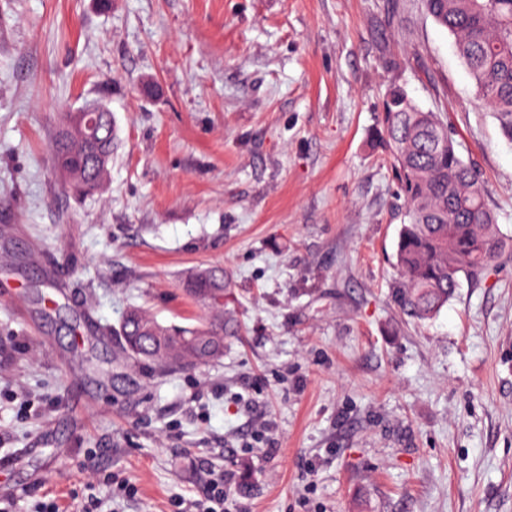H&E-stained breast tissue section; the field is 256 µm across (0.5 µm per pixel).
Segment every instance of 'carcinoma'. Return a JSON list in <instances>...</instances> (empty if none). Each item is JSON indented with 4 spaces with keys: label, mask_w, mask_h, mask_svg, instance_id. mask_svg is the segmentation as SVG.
<instances>
[{
    "label": "carcinoma",
    "mask_w": 512,
    "mask_h": 512,
    "mask_svg": "<svg viewBox=\"0 0 512 512\" xmlns=\"http://www.w3.org/2000/svg\"><path fill=\"white\" fill-rule=\"evenodd\" d=\"M428 17L454 37L457 53L502 137L512 145V0H422ZM116 138L112 113L97 119L69 112L58 124L52 152L66 191L77 199L99 192L110 172ZM382 142L393 159L406 202L396 244L401 273L396 300L417 321L432 319L459 286L509 247L477 171L456 151L439 112L420 109L401 88L384 103ZM191 298L207 309L193 326L161 323L140 307L128 308L120 327L123 350L136 363L161 371L203 364L196 343L224 355V288Z\"/></svg>",
    "instance_id": "1"
}]
</instances>
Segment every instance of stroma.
<instances>
[{
    "mask_svg": "<svg viewBox=\"0 0 512 512\" xmlns=\"http://www.w3.org/2000/svg\"><path fill=\"white\" fill-rule=\"evenodd\" d=\"M395 86L512 237V146L420 0H0V512H179L208 470L230 512H512V255L399 310ZM93 102L117 145L77 201L51 141ZM214 266L223 357L124 359L126 308L195 324Z\"/></svg>",
    "mask_w": 512,
    "mask_h": 512,
    "instance_id": "stroma-1",
    "label": "stroma"
}]
</instances>
